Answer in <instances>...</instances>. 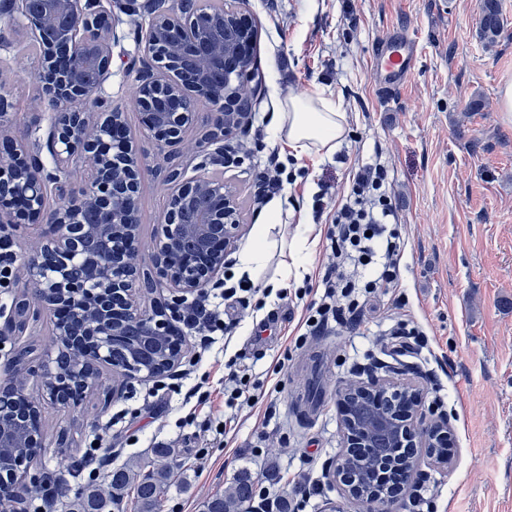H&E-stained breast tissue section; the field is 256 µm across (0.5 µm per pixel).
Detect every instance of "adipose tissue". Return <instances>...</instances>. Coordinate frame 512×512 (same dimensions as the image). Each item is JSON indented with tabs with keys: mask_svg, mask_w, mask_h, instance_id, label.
<instances>
[{
	"mask_svg": "<svg viewBox=\"0 0 512 512\" xmlns=\"http://www.w3.org/2000/svg\"><path fill=\"white\" fill-rule=\"evenodd\" d=\"M347 114L340 103L322 96L286 97L281 103L276 139L295 153L331 154L347 132Z\"/></svg>",
	"mask_w": 512,
	"mask_h": 512,
	"instance_id": "ef3b65f1",
	"label": "adipose tissue"
}]
</instances>
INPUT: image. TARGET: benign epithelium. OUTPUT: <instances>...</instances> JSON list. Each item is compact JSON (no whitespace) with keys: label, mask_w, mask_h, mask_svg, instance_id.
<instances>
[{"label":"benign epithelium","mask_w":512,"mask_h":512,"mask_svg":"<svg viewBox=\"0 0 512 512\" xmlns=\"http://www.w3.org/2000/svg\"><path fill=\"white\" fill-rule=\"evenodd\" d=\"M181 0H173L154 14L141 33L140 48L154 61L137 72L142 127L157 137L159 149L173 147L192 126L195 113L182 110V100L200 96L214 104L209 135L231 139L245 125V113L236 111L235 96L224 93L209 81L210 69L224 57L222 21L217 14L205 29L198 27L197 15L183 13ZM1 15L25 21L32 40L38 44L44 66L38 77L42 95L36 106L50 111L47 148L55 175L46 172L41 157L30 150L31 135L19 134L4 120L6 104L0 98V143L9 153L0 156V224L26 220L23 229L47 224L50 236L43 247L25 256L17 278L31 291L27 308L37 305L50 314L60 346L75 359L70 390H57L48 399L63 408L76 406L89 388L101 385L100 368L125 377L142 372L130 361L123 366L112 362V342L123 335L126 323L137 320L147 336H169L174 327L172 304L159 300L148 309L140 305L139 281L148 277L154 290L167 291L179 301L200 295L221 281L224 260L235 249L241 224L235 189L214 174L202 173L186 179L175 169L168 171V207L158 225L153 245V271L140 266L141 233L139 191L144 166L129 149L131 132L123 113L112 108L104 83L112 66V42L116 39L112 12L100 8L98 0H8ZM204 33L211 53L199 58L191 74L178 69L179 61L195 52L196 37ZM85 166V185L71 195L66 207L46 205L48 182L66 193L64 177L72 166ZM199 200L208 201L193 224H184L182 213ZM96 234L105 252L91 255L83 242ZM190 241L194 248H185ZM87 323L86 337L71 338L75 319ZM182 356V346L166 352V358L149 375H161ZM19 374L40 371L48 381L60 370L46 363L38 369L28 362L15 365ZM393 390L392 417L378 419L377 426L398 440L401 448H427L435 463L449 466L448 454L438 448L448 440L450 424L444 415L429 419L422 411V392L413 385H390L371 380L348 384L336 392L337 404L347 434V451L336 461L334 476L348 495L359 503L377 504L379 512H395V500L386 490L374 486L362 489L347 460L349 452L360 449L358 464L367 462L371 429L358 427L348 414L353 395L378 401ZM416 458L402 454L379 461V469L399 467L403 480L411 477Z\"/></svg>","instance_id":"7a95c632"}]
</instances>
